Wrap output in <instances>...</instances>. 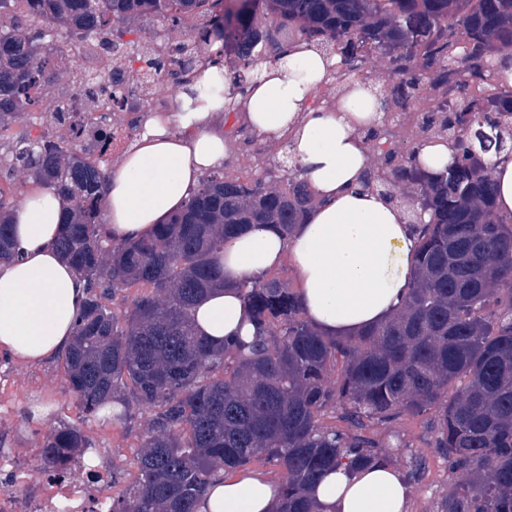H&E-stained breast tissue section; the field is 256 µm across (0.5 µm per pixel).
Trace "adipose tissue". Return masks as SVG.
Returning <instances> with one entry per match:
<instances>
[{
	"mask_svg": "<svg viewBox=\"0 0 512 512\" xmlns=\"http://www.w3.org/2000/svg\"><path fill=\"white\" fill-rule=\"evenodd\" d=\"M340 55L313 45H286L254 62L245 82L203 55L182 86L174 112L150 113L113 164L102 196L101 237L139 239L167 222L194 197L203 178L232 157L224 136L235 124L284 145L316 204L291 236L264 225L224 243L226 287L194 311L211 343L255 340L244 286L289 267L304 314L327 337L350 336L396 313L411 286L426 211L368 188L374 174L368 142L383 112L369 86L350 82L336 103H316ZM64 203L49 187L32 185L12 207L17 258L0 263V352L25 365L63 355L76 330L88 284L60 255ZM280 484L260 472H217L197 512H275ZM318 512H408L409 476L391 462L326 471L308 490Z\"/></svg>",
	"mask_w": 512,
	"mask_h": 512,
	"instance_id": "obj_1",
	"label": "adipose tissue"
}]
</instances>
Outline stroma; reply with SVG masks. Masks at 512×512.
<instances>
[{
    "label": "stroma",
    "mask_w": 512,
    "mask_h": 512,
    "mask_svg": "<svg viewBox=\"0 0 512 512\" xmlns=\"http://www.w3.org/2000/svg\"><path fill=\"white\" fill-rule=\"evenodd\" d=\"M201 21L192 18L173 28L158 17H145L133 25L131 50L162 49L184 41L194 44L197 54L210 52L212 42L197 38ZM235 143L232 162L223 172L228 176H254L269 185L283 188L288 174L280 167L283 148L261 142L246 131L231 128ZM150 415L135 413L132 425L106 422L86 415L70 395L60 360L27 366L0 354V444L17 449L21 457H39L49 433L60 425L78 427L92 442L101 466L112 472V495L121 497L136 477V461L141 451ZM437 412L420 416L402 414L389 422L368 424L366 433L380 449L388 450L392 462L413 477L410 512H441V506L458 485L462 473L448 469V461L437 448L433 427Z\"/></svg>",
    "instance_id": "35a3bbf8"
}]
</instances>
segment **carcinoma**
Segmentation results:
<instances>
[{"label": "carcinoma", "instance_id": "1", "mask_svg": "<svg viewBox=\"0 0 512 512\" xmlns=\"http://www.w3.org/2000/svg\"><path fill=\"white\" fill-rule=\"evenodd\" d=\"M217 0H0V13L18 8L0 28V133L39 107L68 45L39 26L49 20L72 32L112 34L119 46L130 22L158 16L171 27L192 17L231 46L247 67L258 46L275 54L283 33L343 56L338 78L362 81L361 65L377 53L390 61L392 84L376 93L381 109L424 106L425 140H448L457 154L430 178L414 148L389 169L378 189L397 197L399 184L419 191L426 225L412 286L390 320L366 333L321 336L303 315L297 291L265 274L243 289L261 330L254 346L235 355L213 347L193 326V309L224 271V239L255 225L288 237L314 205L300 178L288 190L260 178L242 181L213 172L169 223L134 242H103L100 198L108 170L70 138L29 131L0 156V169L21 184L55 188L69 215L59 247L90 285L70 350L62 355L69 390L87 414L126 421L133 406L149 410L150 427L137 457L138 479L112 512H195L215 471H233L256 458L286 472L277 512H315L305 488L336 465L389 456L371 438L318 423L336 409L355 428L402 413L439 412L436 442L453 471L468 480L442 512H512V225L495 214L493 184L482 159L512 154L499 126L512 122V87L488 82L490 57L512 54V0H239L213 13ZM197 56L185 42L162 53L142 52L137 73L159 85L179 83ZM127 62L89 99L124 102ZM484 129L481 142L461 127ZM14 257L11 227L0 217V261ZM138 288L128 309L109 305L117 292ZM342 362L341 373L330 372ZM91 447L74 426L46 438L44 462L65 469Z\"/></svg>", "mask_w": 512, "mask_h": 512}]
</instances>
